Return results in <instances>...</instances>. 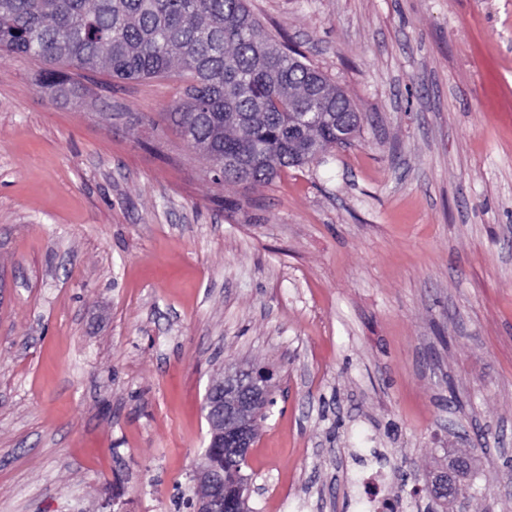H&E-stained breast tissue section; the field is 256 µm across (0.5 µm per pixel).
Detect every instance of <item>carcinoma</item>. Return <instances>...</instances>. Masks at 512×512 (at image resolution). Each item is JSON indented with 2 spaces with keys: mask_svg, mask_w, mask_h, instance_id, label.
<instances>
[{
  "mask_svg": "<svg viewBox=\"0 0 512 512\" xmlns=\"http://www.w3.org/2000/svg\"><path fill=\"white\" fill-rule=\"evenodd\" d=\"M0 50L43 64L41 87L78 96L58 66L186 83L165 120L215 180L256 186L349 143L326 112L347 94L279 41L246 0H0Z\"/></svg>",
  "mask_w": 512,
  "mask_h": 512,
  "instance_id": "carcinoma-1",
  "label": "carcinoma"
}]
</instances>
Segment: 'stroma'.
I'll use <instances>...</instances> for the list:
<instances>
[{
  "mask_svg": "<svg viewBox=\"0 0 512 512\" xmlns=\"http://www.w3.org/2000/svg\"><path fill=\"white\" fill-rule=\"evenodd\" d=\"M361 115L254 189L164 122L177 77L0 59V512H186L202 405L278 370L252 512H397L474 455L512 512V0H249Z\"/></svg>",
  "mask_w": 512,
  "mask_h": 512,
  "instance_id": "35a3bbf8",
  "label": "stroma"
}]
</instances>
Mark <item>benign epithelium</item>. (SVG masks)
I'll list each match as a JSON object with an SVG mask.
<instances>
[{"mask_svg":"<svg viewBox=\"0 0 512 512\" xmlns=\"http://www.w3.org/2000/svg\"><path fill=\"white\" fill-rule=\"evenodd\" d=\"M275 378V370L264 365L224 370V377L210 388L206 399V417L214 429L209 447L222 449L224 456L230 449L236 458L248 462L256 438L254 425L274 402ZM195 476L198 483L209 487V495L196 500L195 512H239L221 490L217 466L198 470ZM427 485L435 496L448 495L459 502L465 498V488L452 467L431 477Z\"/></svg>","mask_w":512,"mask_h":512,"instance_id":"1","label":"benign epithelium"}]
</instances>
